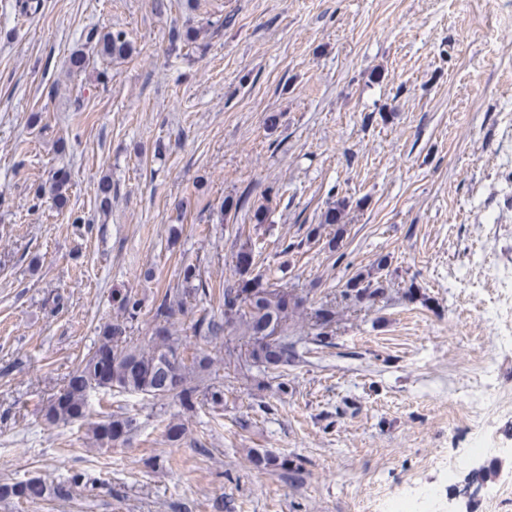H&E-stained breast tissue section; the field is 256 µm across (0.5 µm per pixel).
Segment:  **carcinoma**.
Segmentation results:
<instances>
[{
    "label": "carcinoma",
    "instance_id": "cac0c4a2",
    "mask_svg": "<svg viewBox=\"0 0 512 512\" xmlns=\"http://www.w3.org/2000/svg\"><path fill=\"white\" fill-rule=\"evenodd\" d=\"M99 46L102 55L109 58L125 57L132 50L122 31L106 32L99 38ZM67 183V177L57 173L52 178L50 191L40 188L35 191L34 198L40 202L48 193L63 205ZM255 265L252 248L242 246L236 254L238 279L225 283L221 289L224 318L202 315L194 321L192 330L194 335L205 340L224 337L229 359L249 354L251 366L263 376L258 384L268 386L273 380L277 382L276 388L283 391L288 387V382L284 381L286 368L300 357L297 345L302 338L290 335L289 329L291 317L302 300L292 297L287 289L273 282L271 275L255 272ZM180 276L186 287L166 289L154 306V336L145 348L132 343L127 335L128 323L137 315L140 302L130 294L121 298L122 319L103 327L97 346L69 373L63 389L50 399L46 409L49 422L71 424L85 419L89 394L97 389L143 394L158 401L172 397L186 409L208 402L216 406L224 403V390L214 389L201 396L191 380V372L208 369L207 358L196 356L192 364H187L178 340L172 338L171 320L184 310L187 298L193 293L205 295L210 292V285L202 279L195 265L183 266ZM379 292L380 288L371 280L358 275L347 283L344 297L370 299ZM311 319L313 329L317 330L311 341L324 342L323 329L334 320V311L320 307L314 310ZM104 357L110 360L105 374L98 367L99 360ZM134 429L133 417L116 413L95 425L93 438L100 446H109L112 438L128 441ZM251 463L259 470L276 472L285 480L297 472L288 466V460L265 448L252 449ZM95 485V480L82 476H72L51 485L39 478H30L1 484L0 498L12 497L32 503L48 497L66 500L71 498L74 488L91 491Z\"/></svg>",
    "mask_w": 512,
    "mask_h": 512
}]
</instances>
